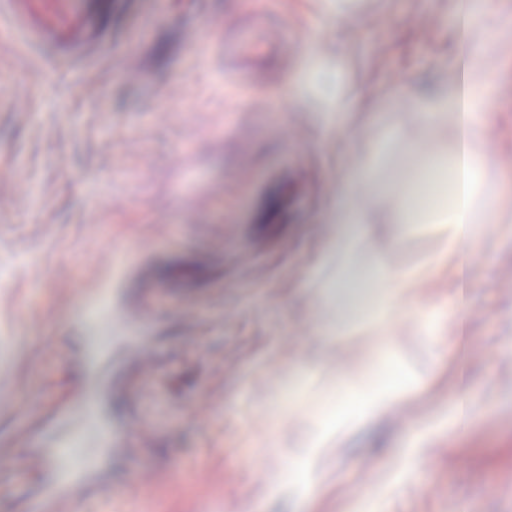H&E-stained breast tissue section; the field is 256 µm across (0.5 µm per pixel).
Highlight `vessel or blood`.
<instances>
[{"mask_svg":"<svg viewBox=\"0 0 512 512\" xmlns=\"http://www.w3.org/2000/svg\"><path fill=\"white\" fill-rule=\"evenodd\" d=\"M0 15L6 19L0 25V43L20 41L32 46L29 62L35 68L48 64L56 69L76 66L94 48L96 0H0ZM265 29L260 13L250 22L233 25L224 39L225 59L245 62L274 51L275 43L265 36ZM225 80L244 88L246 111L264 105V94L249 92L244 71L226 73ZM95 463V457L81 456L66 441L43 449L36 460L37 467L48 470L61 484L69 483L80 469Z\"/></svg>","mask_w":512,"mask_h":512,"instance_id":"vessel-or-blood-1","label":"vessel or blood"}]
</instances>
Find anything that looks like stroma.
Here are the masks:
<instances>
[{
    "label": "stroma",
    "mask_w": 512,
    "mask_h": 512,
    "mask_svg": "<svg viewBox=\"0 0 512 512\" xmlns=\"http://www.w3.org/2000/svg\"><path fill=\"white\" fill-rule=\"evenodd\" d=\"M111 3L107 42L59 93L22 45H0V465L22 478L0 512L34 498L54 512L33 454L74 436L92 451L103 427L111 456L69 489L94 508L109 495L123 512H348L374 482L365 512H512V290L498 284L512 274V95L470 144L495 157L476 203L498 213L478 215L475 276L427 270L439 230L396 190L455 144L452 114L407 121L449 81L448 0H288L280 36L309 44L289 75L253 63L269 103L244 118L224 34L199 23L258 0ZM482 13L498 42L486 68L512 87V0ZM117 53L142 75L113 70ZM366 162L381 188L363 196L360 257L419 270L428 320L323 308L341 189ZM239 169L253 181L225 194ZM380 364L407 375L400 398L331 437ZM89 401L97 416L76 420Z\"/></svg>",
    "instance_id": "1"
}]
</instances>
